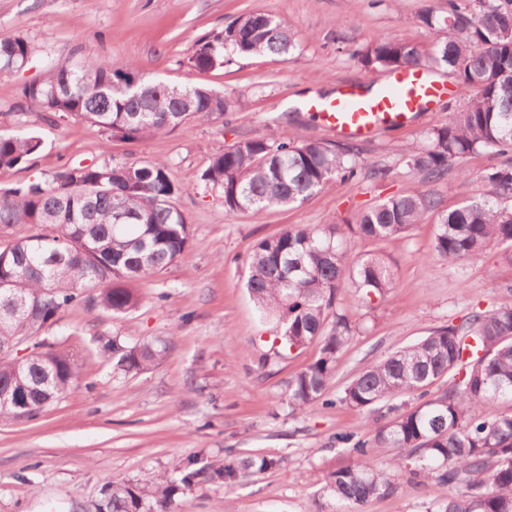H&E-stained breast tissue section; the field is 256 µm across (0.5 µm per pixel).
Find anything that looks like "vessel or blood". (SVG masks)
<instances>
[{
  "label": "vessel or blood",
  "instance_id": "vessel-or-blood-1",
  "mask_svg": "<svg viewBox=\"0 0 512 512\" xmlns=\"http://www.w3.org/2000/svg\"><path fill=\"white\" fill-rule=\"evenodd\" d=\"M446 85L426 72L395 74L384 88L368 92L356 87L339 91L336 100L324 105L315 101L308 107L333 132L364 137L382 127L409 123L416 114L446 96Z\"/></svg>",
  "mask_w": 512,
  "mask_h": 512
}]
</instances>
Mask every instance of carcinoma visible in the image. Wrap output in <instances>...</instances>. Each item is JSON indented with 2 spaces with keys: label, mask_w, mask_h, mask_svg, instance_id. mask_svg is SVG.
Here are the masks:
<instances>
[{
  "label": "carcinoma",
  "mask_w": 512,
  "mask_h": 512,
  "mask_svg": "<svg viewBox=\"0 0 512 512\" xmlns=\"http://www.w3.org/2000/svg\"><path fill=\"white\" fill-rule=\"evenodd\" d=\"M418 24L434 36L432 49L378 37L352 53L366 70L396 73L444 68L473 94L448 123L422 143L401 149L409 173L423 175L410 192L388 196L339 224L299 225L265 237L251 248L247 291L280 326L284 347L318 344L315 359L288 382V406L303 413L341 405L364 413L370 438L336 435L358 460L331 472L326 490L355 507L386 495L404 474L448 488L436 512H512V303L475 311L460 324L438 327L420 341L374 363L326 398L330 374L355 328L339 306L341 292L370 303L396 288L391 263L378 250L348 261L358 241L380 243L434 219L432 256L453 265L479 260L496 248L512 264V7L498 0H447L442 13L428 8ZM298 40L287 19L251 12L221 33L195 39L187 64L209 72L241 58L288 59ZM37 52L24 36L0 40V74L24 67ZM23 102L46 120L74 119L112 136L142 140L170 134L192 118L222 115L230 100L198 85L183 87L142 74L135 64L112 68L91 57L47 65L42 79L23 86ZM43 147L35 132L0 134V167L27 166ZM486 153L499 161L475 176V193L444 212L424 182L443 178L462 159ZM354 145L250 138L211 157L200 181L224 195V210L244 212L300 205L336 180L361 175ZM183 193L171 169L150 161L63 165L47 180L0 188V390L17 404L0 405V417L32 418L56 401L74 377L67 357L40 333L71 305L120 317L140 299L129 284L188 257L191 230L179 204ZM26 341L32 352L14 356ZM98 353L124 373L148 369L165 352L150 342L127 346L101 336ZM448 377V388H428ZM411 404L395 405L405 396ZM396 412L382 422L383 412ZM390 449L387 465L371 459ZM268 456L242 458L226 450L224 466L209 471L188 463L178 483L151 478L114 481L95 512H168L177 484L199 478L231 485L280 466Z\"/></svg>",
  "instance_id": "1"
}]
</instances>
